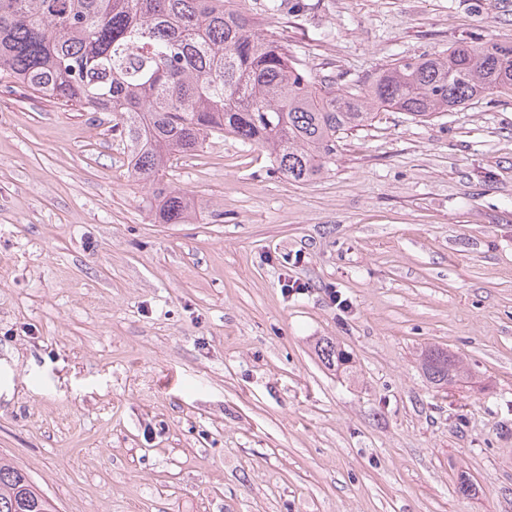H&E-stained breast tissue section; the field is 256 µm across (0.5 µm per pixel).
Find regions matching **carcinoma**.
Listing matches in <instances>:
<instances>
[{
	"label": "carcinoma",
	"instance_id": "carcinoma-1",
	"mask_svg": "<svg viewBox=\"0 0 512 512\" xmlns=\"http://www.w3.org/2000/svg\"><path fill=\"white\" fill-rule=\"evenodd\" d=\"M0 72L90 112H110L130 175L152 190L162 224H185L191 192L166 181L170 157L231 137L308 183L336 161L343 134L377 111L431 121L494 91H512V40L456 44L397 60L357 85L316 77L237 0H0ZM325 363L348 356L326 341ZM422 365L438 388L459 360L438 348ZM0 512H55L24 469L0 458Z\"/></svg>",
	"mask_w": 512,
	"mask_h": 512
}]
</instances>
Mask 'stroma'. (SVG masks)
Here are the masks:
<instances>
[{
    "instance_id": "obj_1",
    "label": "stroma",
    "mask_w": 512,
    "mask_h": 512,
    "mask_svg": "<svg viewBox=\"0 0 512 512\" xmlns=\"http://www.w3.org/2000/svg\"><path fill=\"white\" fill-rule=\"evenodd\" d=\"M265 2L343 86L512 38V0ZM112 125L0 76V456L59 512H512L511 95L379 111L306 184L211 139L168 170L185 224ZM422 365L429 382L436 388L455 383L461 374L459 360L443 349L426 350L423 353Z\"/></svg>"
}]
</instances>
